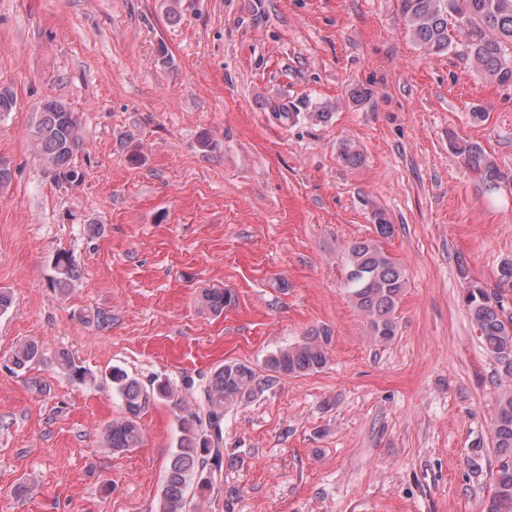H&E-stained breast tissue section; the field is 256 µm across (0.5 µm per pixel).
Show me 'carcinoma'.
Instances as JSON below:
<instances>
[{
  "label": "carcinoma",
  "mask_w": 512,
  "mask_h": 512,
  "mask_svg": "<svg viewBox=\"0 0 512 512\" xmlns=\"http://www.w3.org/2000/svg\"><path fill=\"white\" fill-rule=\"evenodd\" d=\"M399 12L412 39L430 54H446L462 47L481 78L499 85L512 83V0H398ZM34 151L45 171L58 184L77 185L83 179L76 165L84 146L77 113L56 99L44 101L30 130ZM450 151L460 158L478 182L495 189L505 179L495 160L478 142L452 136ZM374 238L351 242L343 253L346 287L356 307L369 319L372 336L380 342L397 333L395 312L407 285L405 270L382 247L394 234L386 214H374ZM81 270L75 259L63 252L56 256L49 287L65 297L77 286ZM512 256L501 260L497 287L470 280L463 303L479 340L494 360L498 391L494 420L495 473L482 512H512ZM235 303L232 292L219 288L203 290L200 308L213 315ZM81 320L97 329L112 324V315L101 309L85 312ZM331 332L315 330L301 341L280 348L265 359L269 372L259 379L248 365L226 362L216 367L200 388L204 415L190 411L178 417V438L167 465L166 479L156 512H186L188 496H200L213 489L215 476L231 468L235 460L224 455V410L251 402L280 376H302L317 372L328 362ZM42 343L27 340L9 357L13 372H25L45 362ZM54 363L75 382L89 373L65 351L53 355ZM122 416L102 432L106 447L122 454L142 443L139 419L160 402L180 405L177 387L167 379L155 378L145 384L121 368L110 372Z\"/></svg>",
  "instance_id": "1"
}]
</instances>
